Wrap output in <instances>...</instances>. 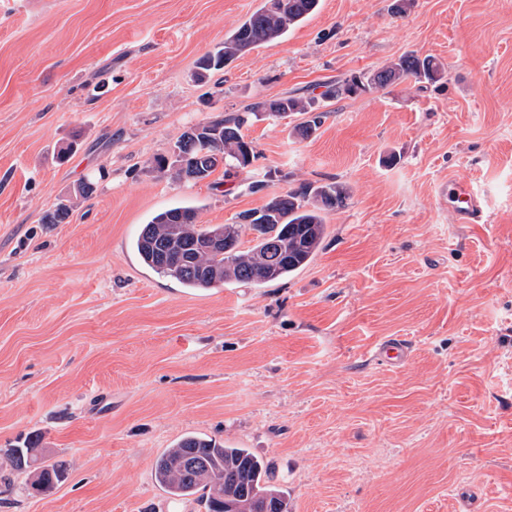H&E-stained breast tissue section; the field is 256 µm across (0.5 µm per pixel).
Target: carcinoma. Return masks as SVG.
Instances as JSON below:
<instances>
[{
    "instance_id": "obj_1",
    "label": "carcinoma",
    "mask_w": 512,
    "mask_h": 512,
    "mask_svg": "<svg viewBox=\"0 0 512 512\" xmlns=\"http://www.w3.org/2000/svg\"><path fill=\"white\" fill-rule=\"evenodd\" d=\"M319 0H263L249 17L224 37V42L198 63L197 79L204 82L257 46L275 41L304 22ZM445 77L443 65L432 56L406 54L386 67L360 72L326 87L320 96L291 95L247 106L244 113L216 117L187 128L169 155L153 158L156 172L175 182H201L226 165L245 169L257 157L245 139L248 116L299 115L303 135L317 131L324 103L412 82L419 88ZM348 188L333 182L316 188H292L273 194L259 209L240 214L239 224H201L193 206L177 205L141 225L133 249L140 261L184 287L209 290L228 281L261 287L282 280L314 258L326 236L325 213L344 207ZM253 232V245L241 249L242 229ZM38 440L9 448L6 460L16 470H29V490L46 495L62 482L65 469L37 456ZM155 481L169 498L195 497L206 512H288V496L268 464L247 448H226L212 438L188 434L165 450L155 464Z\"/></svg>"
}]
</instances>
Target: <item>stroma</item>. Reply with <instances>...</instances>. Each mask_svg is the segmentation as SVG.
Returning <instances> with one entry per match:
<instances>
[{"label":"stroma","mask_w":512,"mask_h":512,"mask_svg":"<svg viewBox=\"0 0 512 512\" xmlns=\"http://www.w3.org/2000/svg\"><path fill=\"white\" fill-rule=\"evenodd\" d=\"M262 2L0 0V512H206L154 479L189 433L269 463L289 512H512V0H410L401 16L320 0L197 83V60ZM410 52L440 61L443 84L330 102L308 137L250 118L258 157L228 176L150 166L188 126ZM452 175L485 223H450L437 188ZM334 181L346 206L276 283L192 292L131 247L178 203L233 224ZM62 204L68 219L43 223ZM392 337L412 349L399 366L381 353ZM30 434L65 466L47 497L3 454Z\"/></svg>","instance_id":"35a3bbf8"}]
</instances>
